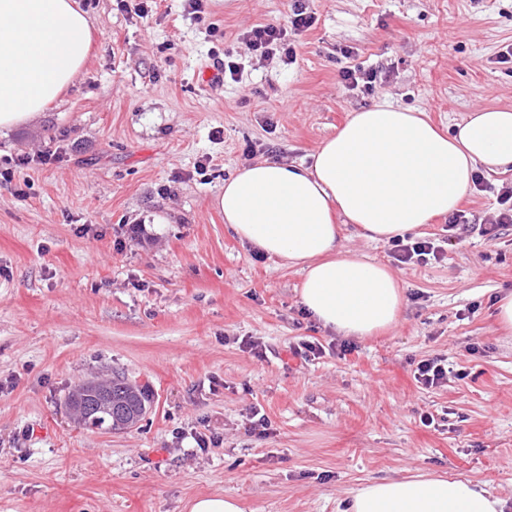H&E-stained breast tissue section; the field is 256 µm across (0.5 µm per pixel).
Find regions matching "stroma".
Listing matches in <instances>:
<instances>
[{
    "label": "stroma",
    "instance_id": "obj_1",
    "mask_svg": "<svg viewBox=\"0 0 512 512\" xmlns=\"http://www.w3.org/2000/svg\"><path fill=\"white\" fill-rule=\"evenodd\" d=\"M78 3L95 38L80 78L0 132L14 173L0 182V512H186L224 493L245 512H346L361 486L422 474L471 479L512 512V335L495 317L512 292V224L495 221L512 168L485 174L462 223L426 225L438 262L398 263L344 226L343 246L390 266L404 294L395 326L345 354L304 311L302 272L214 206L240 166L306 161L380 101L444 130L512 105V0H304L315 21L288 64L241 35L285 22L291 0H207L201 22L182 0L146 19ZM226 50L240 81L203 87ZM354 66L376 71L372 91L345 88ZM45 150L58 161H35ZM303 341L321 353L292 356ZM436 356L448 381L422 387L413 373ZM116 372L147 388L146 415L85 428L69 395ZM257 413L270 435L252 432ZM197 432L218 445L197 448Z\"/></svg>",
    "mask_w": 512,
    "mask_h": 512
}]
</instances>
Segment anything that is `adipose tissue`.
<instances>
[{"label":"adipose tissue","mask_w":512,"mask_h":512,"mask_svg":"<svg viewBox=\"0 0 512 512\" xmlns=\"http://www.w3.org/2000/svg\"><path fill=\"white\" fill-rule=\"evenodd\" d=\"M92 23L75 0H0V130L39 118L91 52ZM512 166V108H478L452 132L382 101L352 113L310 163L264 160L216 199L244 243L300 267L301 304L323 327L372 336L393 327L403 293L388 266L344 249L341 227L372 242L455 212L476 171ZM470 479H384L354 491L348 512H503Z\"/></svg>","instance_id":"ef3b65f1"}]
</instances>
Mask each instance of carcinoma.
Masks as SVG:
<instances>
[{
    "instance_id": "obj_1",
    "label": "carcinoma",
    "mask_w": 512,
    "mask_h": 512,
    "mask_svg": "<svg viewBox=\"0 0 512 512\" xmlns=\"http://www.w3.org/2000/svg\"><path fill=\"white\" fill-rule=\"evenodd\" d=\"M69 403L83 426L120 431L136 426L144 418L149 394L117 374L108 384H82L69 396Z\"/></svg>"
}]
</instances>
